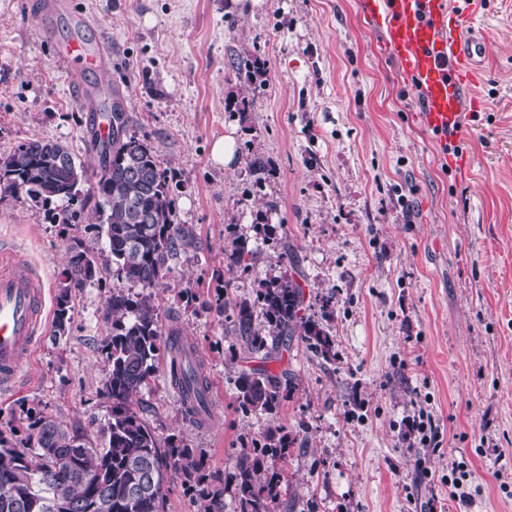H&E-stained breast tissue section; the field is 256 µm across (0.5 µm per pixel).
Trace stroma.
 Listing matches in <instances>:
<instances>
[{
  "mask_svg": "<svg viewBox=\"0 0 512 512\" xmlns=\"http://www.w3.org/2000/svg\"><path fill=\"white\" fill-rule=\"evenodd\" d=\"M77 2L96 20L89 37L112 46L130 133L149 136L179 180L174 220L193 232L153 303L163 336L194 345L212 417L188 419L165 356L135 400L155 435L196 449L221 475L267 427H283L292 450L277 512H512V0H451L487 40L485 107L464 112L454 139L470 159L461 174L420 125V96L361 0ZM26 3L0 0V158L49 138L85 169L78 223L24 198L0 200V243L36 269L51 313L71 246L107 256L91 198L100 160L89 115ZM239 56L265 61L264 86L237 78ZM230 132L236 163L214 166L211 145ZM257 156L274 169L263 181L249 168ZM267 202L269 237L255 222ZM236 237L253 259L232 275L224 253ZM280 275L301 285L336 357L294 338L271 365L293 373L290 397L275 415L246 414L235 380L256 360L226 334L216 303L251 298ZM130 290L107 269L72 291L69 333L38 340L16 392L0 395L1 433L27 441L26 413L37 410L101 447L105 305ZM419 420L438 452L422 447ZM454 468L469 475L464 505L448 489Z\"/></svg>",
  "mask_w": 512,
  "mask_h": 512,
  "instance_id": "1",
  "label": "stroma"
}]
</instances>
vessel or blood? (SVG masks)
<instances>
[{
	"mask_svg": "<svg viewBox=\"0 0 512 512\" xmlns=\"http://www.w3.org/2000/svg\"><path fill=\"white\" fill-rule=\"evenodd\" d=\"M363 14L384 33V48L392 52L406 79L423 93L418 112L421 125L440 144L457 133L464 107H479L469 90L480 79V57L486 40L473 26L469 12L450 8L448 0H364ZM32 16L86 111L103 112L107 91L85 83L91 71L112 66L106 42L90 41L83 33L87 20L75 0H34ZM74 24L72 35L54 36L59 18ZM43 283L20 256L0 263V392L14 391L21 368L31 356L44 326Z\"/></svg>",
	"mask_w": 512,
	"mask_h": 512,
	"instance_id": "b4317fda",
	"label": "vessel or blood"
}]
</instances>
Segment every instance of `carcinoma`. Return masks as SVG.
<instances>
[{"label": "carcinoma", "instance_id": "carcinoma-1", "mask_svg": "<svg viewBox=\"0 0 512 512\" xmlns=\"http://www.w3.org/2000/svg\"><path fill=\"white\" fill-rule=\"evenodd\" d=\"M236 73L255 82L264 74L258 59L242 60ZM128 116L121 100L112 97V132L96 141L101 173L93 187L112 273L135 287L165 284L172 260L191 237L174 223L170 182L157 149L146 138L127 133ZM85 176L69 148L60 141L32 138L0 159V199L20 194L49 206L62 203V223L77 219L82 209L77 186ZM246 242L232 241L224 253L229 272L248 267ZM96 256L78 244L70 248L57 297L54 335L65 333L71 321L70 295L76 288L100 281ZM218 310L230 319L228 331L238 337L259 365L243 371L236 381L239 406L261 415H274L293 391L292 377L273 373L296 336L328 359L335 339L319 322L302 313L301 286L285 276L258 283L253 299ZM109 325L104 350L110 363L104 395L111 402L103 448H91L56 418H30L35 432L32 448L20 449L0 434V512H164L173 478L198 497L203 512H224L221 478L208 472L202 455L182 443H161L133 405L149 383L161 354H170L172 383L206 381L192 365H183L187 348L173 340L165 347L158 314L150 294L117 292L106 302ZM292 440L280 426L265 431L264 442L240 451L234 470L226 476L235 494L234 512H276L284 475L276 463L290 453Z\"/></svg>", "mask_w": 512, "mask_h": 512}]
</instances>
